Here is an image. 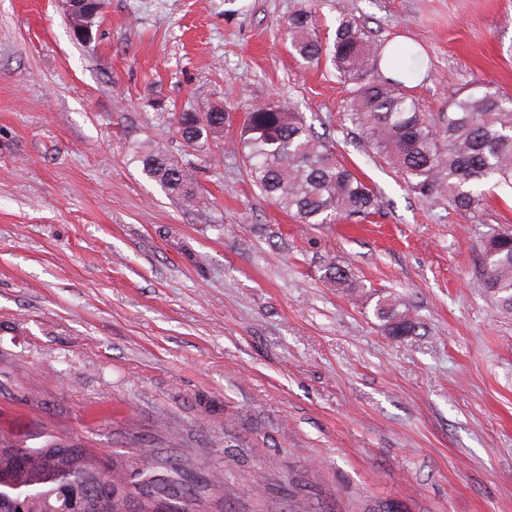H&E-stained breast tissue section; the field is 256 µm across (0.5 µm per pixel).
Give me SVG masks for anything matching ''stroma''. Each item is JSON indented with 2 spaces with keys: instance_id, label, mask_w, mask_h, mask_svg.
Instances as JSON below:
<instances>
[{
  "instance_id": "35a3bbf8",
  "label": "stroma",
  "mask_w": 512,
  "mask_h": 512,
  "mask_svg": "<svg viewBox=\"0 0 512 512\" xmlns=\"http://www.w3.org/2000/svg\"><path fill=\"white\" fill-rule=\"evenodd\" d=\"M312 6L321 38L344 11L412 46L431 119L457 91L512 95V0H105L88 45L64 0H0V432L190 459L238 490L207 512H512V314L483 282L512 189L466 214L411 192L354 134L351 82L289 53ZM274 99L375 214L301 224L252 186L227 142ZM214 106L223 142L186 145L174 113ZM149 140L197 164L199 205L143 174ZM329 257L363 291L327 281ZM382 293L412 336L384 332ZM374 315L387 334L393 338L412 336L419 324L412 315L409 304L403 298L392 294L378 297Z\"/></svg>"
}]
</instances>
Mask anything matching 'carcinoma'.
I'll return each instance as SVG.
<instances>
[{
	"instance_id": "cac0c4a2",
	"label": "carcinoma",
	"mask_w": 512,
	"mask_h": 512,
	"mask_svg": "<svg viewBox=\"0 0 512 512\" xmlns=\"http://www.w3.org/2000/svg\"><path fill=\"white\" fill-rule=\"evenodd\" d=\"M317 28L316 11L292 14L286 23L292 52L306 64L325 58L340 77L352 81L347 119L414 193L446 195L456 209L471 213L482 205L481 187H512V96L488 85L458 91L435 125L405 92L413 68H404L402 62L411 50L383 48L345 13L332 40L322 41ZM385 61L397 75H383L380 65ZM228 117L229 112L216 107L203 114L186 110L174 120L182 141L193 146L219 139ZM232 150L243 159L251 181L302 224H332L378 210L375 191L336 157L300 113L279 100L246 106ZM133 159L169 195L188 203L196 200L192 162L173 159L156 141L136 146ZM483 260L486 291L502 312L512 313L511 229L487 240ZM324 277L339 286L358 287L350 270L333 261L326 264ZM374 315L394 338L410 336L418 327L409 304L392 294L378 297ZM39 435L40 446L23 447L0 433V470L13 475L12 481L0 483V501L17 503L23 512H75L76 497H94L95 475L106 470L110 512H126L128 498L145 488L167 492L169 512H202L204 496L190 487V469L183 463H159L152 448L139 449L131 465L102 461L87 448L63 445L46 430Z\"/></svg>"
}]
</instances>
